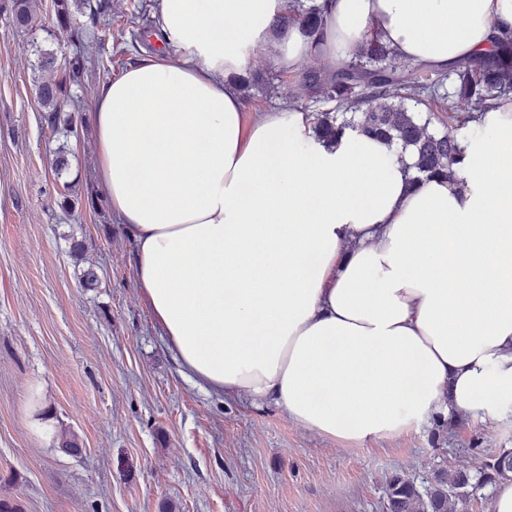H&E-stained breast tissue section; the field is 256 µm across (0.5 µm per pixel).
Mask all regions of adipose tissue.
<instances>
[{
	"label": "adipose tissue",
	"mask_w": 512,
	"mask_h": 512,
	"mask_svg": "<svg viewBox=\"0 0 512 512\" xmlns=\"http://www.w3.org/2000/svg\"><path fill=\"white\" fill-rule=\"evenodd\" d=\"M157 0L166 50L100 86L93 157L130 225L141 297L213 393L273 400L347 446L512 413V98L485 108L453 178L410 184L401 146L318 142L289 107L247 117L232 75L328 71L366 38L447 71L512 32V0ZM291 12L289 19L284 22V26H288V20L296 22L300 25L301 30L311 39L312 43L321 41L325 29V16L323 6L316 3L295 5L292 0Z\"/></svg>",
	"instance_id": "ef3b65f1"
}]
</instances>
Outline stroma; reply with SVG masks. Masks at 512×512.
Masks as SVG:
<instances>
[{
	"label": "stroma",
	"mask_w": 512,
	"mask_h": 512,
	"mask_svg": "<svg viewBox=\"0 0 512 512\" xmlns=\"http://www.w3.org/2000/svg\"><path fill=\"white\" fill-rule=\"evenodd\" d=\"M111 3V19L81 16L62 31L54 0H41L26 33L0 8V500L17 512H382L392 475L472 469L512 448V415L348 447L293 425L273 401L227 400L185 375L94 174L98 87L161 49L127 26L135 6L156 0ZM83 41L97 53L70 90L80 108H62L77 126L65 142L77 202L66 209L52 170L63 142L37 99L50 74L33 46L62 61ZM88 263L100 276L91 290L80 283ZM62 427L78 434L79 454L56 447Z\"/></svg>",
	"instance_id": "35a3bbf8"
}]
</instances>
